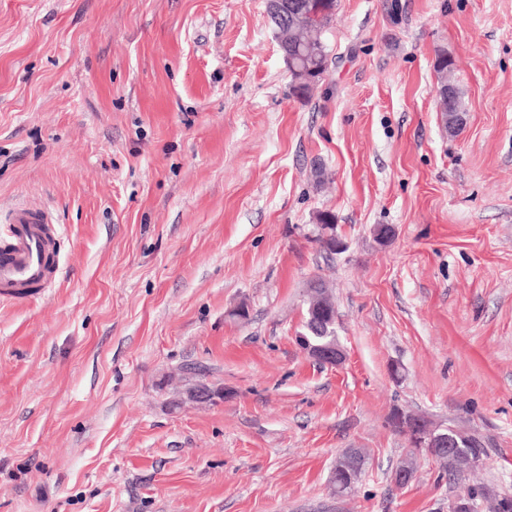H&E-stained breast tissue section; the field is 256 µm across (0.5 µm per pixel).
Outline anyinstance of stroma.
Here are the masks:
<instances>
[{
	"instance_id": "35a3bbf8",
	"label": "stroma",
	"mask_w": 512,
	"mask_h": 512,
	"mask_svg": "<svg viewBox=\"0 0 512 512\" xmlns=\"http://www.w3.org/2000/svg\"><path fill=\"white\" fill-rule=\"evenodd\" d=\"M322 39L301 98L265 0H0V213L62 229L58 282L0 299V512L512 496V0H337ZM320 211L343 252L315 242ZM315 279L333 367L296 342ZM187 367L223 399L171 407ZM397 409L474 434L481 462L450 478ZM348 448L367 466L339 499ZM452 99H450V103L448 105V99L451 97V93L448 92V83L446 81L439 82L435 87L436 96L442 101L447 102V109L445 114V124L448 126V130L450 132H457L461 129L463 125V120L461 117V112H464V109L461 104V98L459 92L453 88ZM330 301V313L328 319L325 322H330L332 326H328L330 330L328 336H335L334 339L326 341H315L305 334L298 336L300 345L308 352V354L316 360L318 363L329 366H336L343 362L344 352L336 340L335 334V319L336 309L332 299Z\"/></svg>"
}]
</instances>
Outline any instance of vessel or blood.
Here are the masks:
<instances>
[{"instance_id": "vessel-or-blood-1", "label": "vessel or blood", "mask_w": 512, "mask_h": 512, "mask_svg": "<svg viewBox=\"0 0 512 512\" xmlns=\"http://www.w3.org/2000/svg\"><path fill=\"white\" fill-rule=\"evenodd\" d=\"M51 211L30 204L14 207L0 222V298L27 300L49 288L61 272Z\"/></svg>"}]
</instances>
